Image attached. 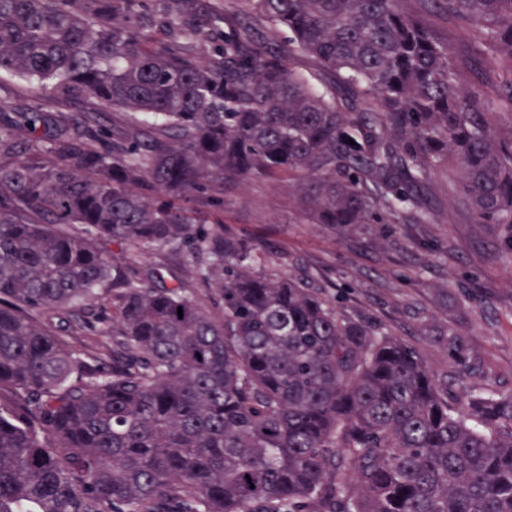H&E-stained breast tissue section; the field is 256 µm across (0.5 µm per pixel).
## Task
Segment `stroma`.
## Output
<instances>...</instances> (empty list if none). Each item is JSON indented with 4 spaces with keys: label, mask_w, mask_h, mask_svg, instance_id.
Returning a JSON list of instances; mask_svg holds the SVG:
<instances>
[{
    "label": "stroma",
    "mask_w": 512,
    "mask_h": 512,
    "mask_svg": "<svg viewBox=\"0 0 512 512\" xmlns=\"http://www.w3.org/2000/svg\"><path fill=\"white\" fill-rule=\"evenodd\" d=\"M405 10L423 16L452 50L462 87L493 83L500 60L476 55V34L435 9L431 0H405ZM459 175L432 174L426 224H360L337 230L313 219L303 192L284 176L212 182L188 206L206 223L273 256L284 275L308 276L327 295L342 294L348 315L373 319L394 338L409 343L439 375L453 374L452 357L436 336L460 330L472 367L464 385L449 384L457 400L479 393L512 391V261L502 247V229L474 223L462 204ZM136 263L161 265L185 283L202 308L215 289L203 287L198 266L186 250L151 248Z\"/></svg>",
    "instance_id": "35a3bbf8"
}]
</instances>
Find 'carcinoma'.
<instances>
[{
    "mask_svg": "<svg viewBox=\"0 0 512 512\" xmlns=\"http://www.w3.org/2000/svg\"><path fill=\"white\" fill-rule=\"evenodd\" d=\"M431 2L508 62L496 99L402 0H250L327 93L218 0H0V74L33 88L0 126V512H512V392L450 404L411 346L185 206L288 174L321 224H425L452 166L512 260V134L491 119L512 115V0ZM101 240L188 248L215 309ZM291 63L294 69L305 73L314 86L320 89L329 86V78L311 56L296 48L292 53Z\"/></svg>",
    "mask_w": 512,
    "mask_h": 512,
    "instance_id": "carcinoma-1",
    "label": "carcinoma"
}]
</instances>
